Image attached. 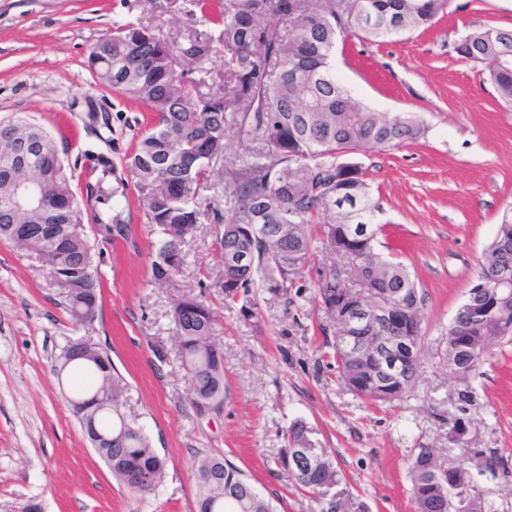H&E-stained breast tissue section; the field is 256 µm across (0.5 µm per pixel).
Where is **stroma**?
<instances>
[{"label":"stroma","instance_id":"stroma-1","mask_svg":"<svg viewBox=\"0 0 512 512\" xmlns=\"http://www.w3.org/2000/svg\"><path fill=\"white\" fill-rule=\"evenodd\" d=\"M142 23L181 39L197 28L165 0H0V121L44 127L85 199L88 154L112 162L103 212L123 234L85 233L96 254L102 307L94 321H72L50 271L35 253L0 241V512H196L191 467L206 456L229 459L278 512H325L326 498L298 492L275 460L284 431L300 420L315 431L341 475L342 498L363 512H413L408 469L419 448L440 461L462 460L471 494L485 512H512V340L493 343L467 381L449 377L448 329L479 279L503 210L512 206V107L500 101L485 67L454 45L474 29L512 28V0H449L430 29L372 42L339 39L332 56L352 95L379 112H407L423 139L352 159L370 184L378 248L405 265L424 296L423 346L411 392L375 406L353 396L324 355L326 321L313 271L287 293L253 289L257 315L244 319L215 282V221L230 212L224 185L230 161L217 160L199 224L173 283L151 281L160 238L148 224L124 161L152 114L101 87L87 67L92 46L114 27ZM204 293L218 321L224 357V408L199 418L173 344L175 295ZM106 351L123 386L122 412L166 460L150 493L124 487L84 438L68 402L69 375L56 359L73 340ZM471 400L464 403L460 392ZM469 426L454 442L456 418ZM497 468H490L491 458Z\"/></svg>","mask_w":512,"mask_h":512}]
</instances>
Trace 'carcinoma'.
I'll return each mask as SVG.
<instances>
[{"label":"carcinoma","mask_w":512,"mask_h":512,"mask_svg":"<svg viewBox=\"0 0 512 512\" xmlns=\"http://www.w3.org/2000/svg\"><path fill=\"white\" fill-rule=\"evenodd\" d=\"M190 15L221 28L224 84L203 91V81L185 80V67L208 58V38L193 32L182 42L170 41L143 25L119 26L91 49L88 67L98 82L145 105L154 123L138 140L129 172L141 195L148 223L161 237L152 261L153 280L169 284L183 262H170L172 247L193 239L197 224L209 212L205 192L214 161L224 156L227 132H232L243 172L231 185V214L216 231L214 252L224 287V301L241 303L240 312L255 317L247 297L257 283L275 292L295 285L316 253L326 249L355 267L358 283L349 288L341 268L316 270L314 295L330 325L353 302L369 298L404 301L413 308L405 318V335L421 345L424 297L408 271L376 251L381 228L373 222L374 207L361 167L347 156L364 147L387 150L424 136L425 126L403 112H375L355 100L337 79L331 56L347 31L380 40L410 30L428 28L445 13L448 0H191ZM456 53L487 67V77L501 98L512 104V28H482L467 33ZM19 130L42 142L39 177L48 199L40 210H15L0 198V239L16 242L30 224H53L54 238H33L24 247L38 252L65 297L73 320L84 322L101 307L95 253L78 229L82 209L54 139L39 125L0 122V137ZM98 174L96 192L112 166L102 158L90 168ZM253 254L240 272L228 266L227 254ZM484 269L512 278V207L504 211L490 244ZM474 297L467 296L448 329V373L464 381L475 369L471 352L482 356L503 337L488 320L472 318ZM172 316L175 349L185 372L191 403L220 408L224 404V362L213 353L216 319L199 296H175ZM462 330L463 347H453ZM337 370L356 396L381 403L402 398L413 386L417 368L406 376L377 377L370 357L352 352L333 335L330 342ZM58 370L86 376L92 383L75 388L70 405L83 433L93 440L125 433L124 440L97 449L112 474L132 491L145 493L132 475L146 474L154 484L163 478L166 461L151 446L141 428L121 412L122 387L111 360L68 361V349L57 358ZM287 448L278 465L307 493L325 495L339 479L327 451L315 442L301 421L289 426ZM292 448H305L317 466L301 474L288 468ZM415 512H458L459 496L471 486L463 461L437 462L430 448H421L408 471ZM198 512H275L247 475L231 462L208 457L194 468Z\"/></svg>","instance_id":"carcinoma-1"}]
</instances>
